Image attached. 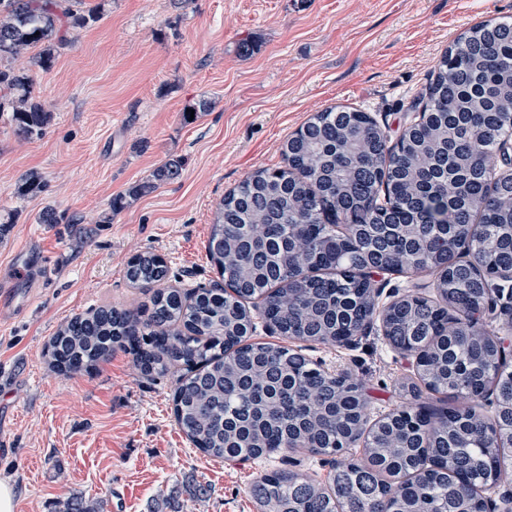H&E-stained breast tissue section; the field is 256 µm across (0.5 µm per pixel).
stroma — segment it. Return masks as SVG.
<instances>
[{
	"instance_id": "1",
	"label": "stroma",
	"mask_w": 512,
	"mask_h": 512,
	"mask_svg": "<svg viewBox=\"0 0 512 512\" xmlns=\"http://www.w3.org/2000/svg\"><path fill=\"white\" fill-rule=\"evenodd\" d=\"M511 17L512 0H107L104 15L71 33L50 68L32 67L34 94L52 113L40 138L17 135L0 112V482L15 512H59L80 495L101 512H256L249 495L265 472L288 469L327 481L333 459L288 451L247 462L210 457L178 429V371L143 376L119 350L96 369L64 376L47 345L73 316L138 305L151 292L124 272L143 251L165 260L170 282H219L208 256L226 192L259 169L284 167L281 147L331 106L369 113L396 144L433 70L470 26ZM207 111L187 119L199 101ZM178 179L138 197L169 159ZM36 173L42 193L25 195ZM126 195L122 210L112 208ZM47 207L79 224H41ZM381 302L411 292L438 300L432 272L385 274ZM254 342L286 343L360 383L371 419L420 402L440 411L444 394L413 398L412 368L380 324L351 347L281 340L265 324ZM206 487L195 498L188 485Z\"/></svg>"
}]
</instances>
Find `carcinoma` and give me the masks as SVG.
<instances>
[{
	"label": "carcinoma",
	"mask_w": 512,
	"mask_h": 512,
	"mask_svg": "<svg viewBox=\"0 0 512 512\" xmlns=\"http://www.w3.org/2000/svg\"><path fill=\"white\" fill-rule=\"evenodd\" d=\"M102 4L84 0H0V112L15 131L41 137L51 112L33 95L24 69L47 68L69 40L61 29L98 22ZM395 146L366 113L330 108L310 118L282 148L287 166L258 170L224 196L208 252L229 294L216 284L155 288L148 303L111 306L68 320L48 354L73 375L130 351L143 375L184 367L177 379L178 428L203 453L256 460L303 449L343 456L328 483L285 469L250 492L261 512H474L479 493L512 480V457L492 446L493 427L471 403L490 385L512 421V371L470 311L485 301L477 267L512 268V173L497 169V142L512 137V21H482L441 57L419 108ZM171 159L136 185L137 196L180 177ZM40 224H81L51 207ZM391 226L382 262L396 272L433 270L441 302L406 297L383 319L391 344L424 350L420 381L463 400L447 420L409 407L369 420L359 384L319 371L284 345L249 343L260 318L286 338L334 345L373 321L362 287L363 241ZM466 246L477 267L455 261ZM168 270L152 252L125 271L154 288ZM365 441L360 456L344 445ZM72 497L61 512H99Z\"/></svg>",
	"instance_id": "1"
}]
</instances>
